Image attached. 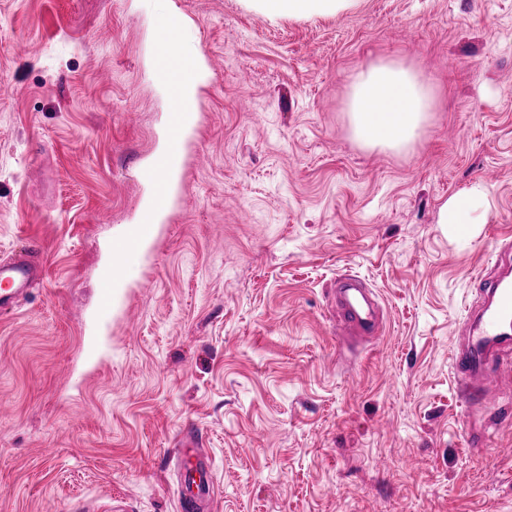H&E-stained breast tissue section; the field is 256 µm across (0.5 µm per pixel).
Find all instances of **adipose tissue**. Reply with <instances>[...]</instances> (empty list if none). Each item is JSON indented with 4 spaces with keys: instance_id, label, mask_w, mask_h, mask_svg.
Here are the masks:
<instances>
[{
    "instance_id": "ef3b65f1",
    "label": "adipose tissue",
    "mask_w": 512,
    "mask_h": 512,
    "mask_svg": "<svg viewBox=\"0 0 512 512\" xmlns=\"http://www.w3.org/2000/svg\"><path fill=\"white\" fill-rule=\"evenodd\" d=\"M260 14L271 18L305 19L340 15L358 0H251ZM168 17H160L151 59L159 90L177 95L181 109L194 113L197 88L208 71L200 50L185 47L167 36ZM435 108V95L419 75L404 65L380 61L353 81L347 112L354 137L367 147L399 150L420 135ZM488 197L485 184L476 183L451 197L439 211L438 221L467 233L475 214Z\"/></svg>"
}]
</instances>
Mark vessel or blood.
<instances>
[{
	"instance_id": "b4317fda",
	"label": "vessel or blood",
	"mask_w": 512,
	"mask_h": 512,
	"mask_svg": "<svg viewBox=\"0 0 512 512\" xmlns=\"http://www.w3.org/2000/svg\"><path fill=\"white\" fill-rule=\"evenodd\" d=\"M168 174V160L159 159L152 180L156 185L154 205L160 210L169 204L165 188ZM149 230L146 223L129 225L115 243L118 254L134 248ZM43 273L42 262L25 256L0 260V311L11 309L17 298L27 294ZM482 280L485 284L482 291L484 305L478 314V323L453 352L458 390L468 405L475 408L491 403L492 398L483 381L492 371L496 358L512 351V280L491 274L483 275ZM377 309L372 291L360 278L351 276L337 280L336 318L350 335H376L380 330ZM177 455L180 459V512H203L214 500V480L198 442L191 434H184L179 439Z\"/></svg>"
}]
</instances>
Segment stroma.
Returning a JSON list of instances; mask_svg holds the SVG:
<instances>
[{
    "label": "stroma",
    "instance_id": "35a3bbf8",
    "mask_svg": "<svg viewBox=\"0 0 512 512\" xmlns=\"http://www.w3.org/2000/svg\"><path fill=\"white\" fill-rule=\"evenodd\" d=\"M203 53L172 205L119 302L99 288L152 186L170 104L152 20ZM394 60L434 90L401 153L356 142L350 84ZM485 182L461 236L440 207ZM45 276L0 316V512H179L201 433L214 512H512V419L452 354L512 240V0H360L268 20L246 0H0V257ZM381 328L340 338L338 278Z\"/></svg>",
    "mask_w": 512,
    "mask_h": 512
}]
</instances>
